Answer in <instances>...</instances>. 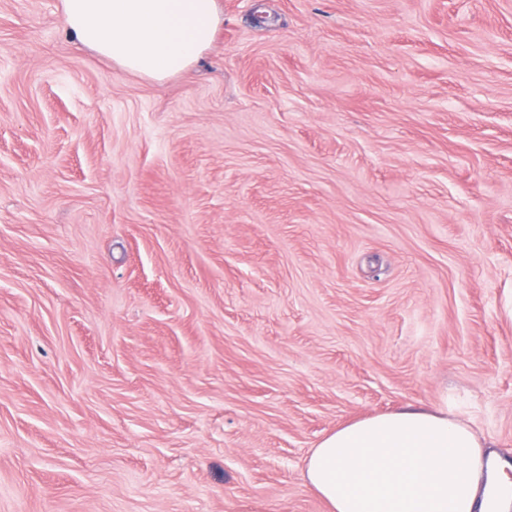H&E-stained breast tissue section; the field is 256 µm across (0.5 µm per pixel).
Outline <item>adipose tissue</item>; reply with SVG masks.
<instances>
[{
  "instance_id": "obj_1",
  "label": "adipose tissue",
  "mask_w": 512,
  "mask_h": 512,
  "mask_svg": "<svg viewBox=\"0 0 512 512\" xmlns=\"http://www.w3.org/2000/svg\"><path fill=\"white\" fill-rule=\"evenodd\" d=\"M67 32L121 70L155 82L191 68L222 22L217 0H61ZM485 444L447 409L404 408L324 437L305 478L330 512H489Z\"/></svg>"
}]
</instances>
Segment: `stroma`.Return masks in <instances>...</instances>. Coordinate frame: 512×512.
<instances>
[{"label":"stroma","instance_id":"1","mask_svg":"<svg viewBox=\"0 0 512 512\" xmlns=\"http://www.w3.org/2000/svg\"><path fill=\"white\" fill-rule=\"evenodd\" d=\"M163 82L0 0V512H328L336 428L512 464V0H217Z\"/></svg>","mask_w":512,"mask_h":512}]
</instances>
